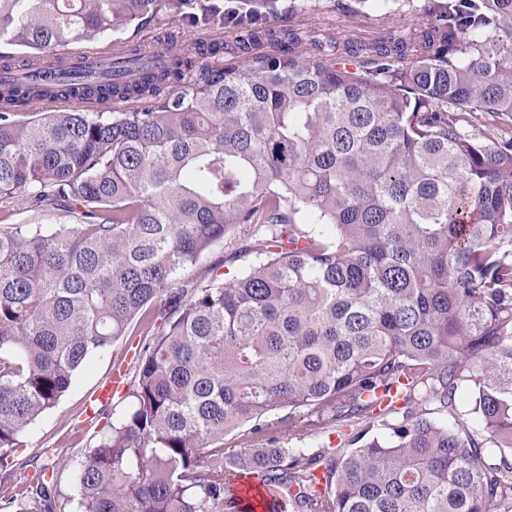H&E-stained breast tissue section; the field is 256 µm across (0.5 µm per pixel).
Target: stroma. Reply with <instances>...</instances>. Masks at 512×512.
Masks as SVG:
<instances>
[{
    "label": "stroma",
    "instance_id": "1",
    "mask_svg": "<svg viewBox=\"0 0 512 512\" xmlns=\"http://www.w3.org/2000/svg\"><path fill=\"white\" fill-rule=\"evenodd\" d=\"M277 9V14L270 18L273 26L301 24L319 30L330 39H341L351 33L371 39L381 33L386 23L381 10L371 4L360 6L354 15L337 10L334 0H302L296 8L292 7L291 0H279ZM148 29L151 40L160 48L172 39L186 46L208 36L222 39L229 36L224 24L201 26L188 20L172 19L163 12L157 14ZM141 342V336L135 333L119 338L106 351L92 354L76 373L59 404L45 412L22 438L21 457L52 449V462L58 471L69 512H74L76 507V475L84 450L96 441L94 429L83 426L81 416L94 400L99 386L113 373H134L136 347Z\"/></svg>",
    "mask_w": 512,
    "mask_h": 512
}]
</instances>
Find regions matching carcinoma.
<instances>
[{"label":"carcinoma","instance_id":"cac0c4a2","mask_svg":"<svg viewBox=\"0 0 512 512\" xmlns=\"http://www.w3.org/2000/svg\"><path fill=\"white\" fill-rule=\"evenodd\" d=\"M161 11L224 15L0 0V41L31 50L0 82V205L41 220L0 225V500L65 512L46 453H15L137 329L131 403L95 409L76 512H512V0H422L371 41L247 28L241 64L199 40L145 82L119 78L136 49L110 71L57 57L51 85L33 70ZM43 96L66 108L27 111ZM241 224V274L184 277ZM297 408L336 445L288 447Z\"/></svg>","mask_w":512,"mask_h":512}]
</instances>
